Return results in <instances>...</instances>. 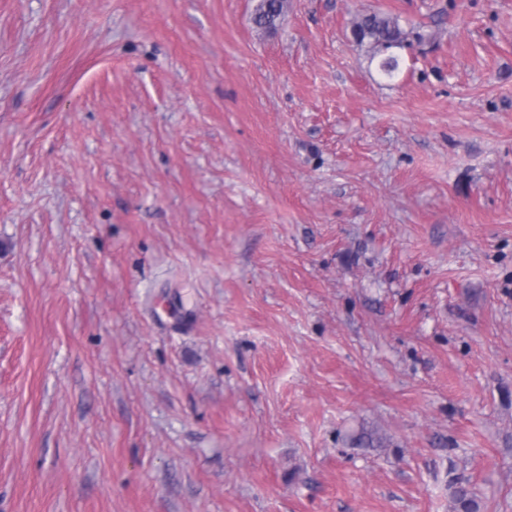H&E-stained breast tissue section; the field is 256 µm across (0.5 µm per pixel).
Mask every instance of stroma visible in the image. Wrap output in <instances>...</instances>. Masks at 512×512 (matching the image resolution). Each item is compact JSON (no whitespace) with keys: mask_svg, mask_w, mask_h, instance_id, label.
Returning <instances> with one entry per match:
<instances>
[{"mask_svg":"<svg viewBox=\"0 0 512 512\" xmlns=\"http://www.w3.org/2000/svg\"><path fill=\"white\" fill-rule=\"evenodd\" d=\"M256 4L0 0V512H512V0ZM287 0H259L253 22L262 29H275L285 12ZM353 34L361 42L369 40L378 53H384L380 62V70L386 77H394L399 70V57L393 53H386L392 48L403 47L407 42L406 33L398 21L377 13L363 15L354 24Z\"/></svg>","mask_w":512,"mask_h":512,"instance_id":"stroma-1","label":"stroma"}]
</instances>
